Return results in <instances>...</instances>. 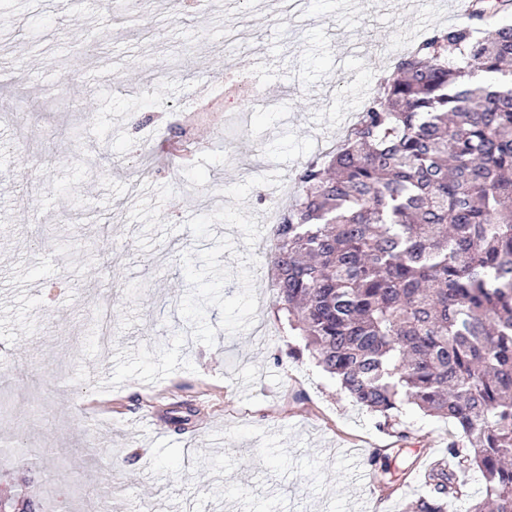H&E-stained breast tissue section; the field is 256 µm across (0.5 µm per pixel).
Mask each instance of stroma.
Wrapping results in <instances>:
<instances>
[{
	"mask_svg": "<svg viewBox=\"0 0 512 512\" xmlns=\"http://www.w3.org/2000/svg\"><path fill=\"white\" fill-rule=\"evenodd\" d=\"M412 2L0 0V497L402 512L424 493L454 426L407 405L398 444L351 402L274 306L264 221L412 40L461 22Z\"/></svg>",
	"mask_w": 512,
	"mask_h": 512,
	"instance_id": "1",
	"label": "stroma"
}]
</instances>
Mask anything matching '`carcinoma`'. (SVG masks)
I'll return each mask as SVG.
<instances>
[{
    "label": "carcinoma",
    "mask_w": 512,
    "mask_h": 512,
    "mask_svg": "<svg viewBox=\"0 0 512 512\" xmlns=\"http://www.w3.org/2000/svg\"><path fill=\"white\" fill-rule=\"evenodd\" d=\"M511 4L474 0L398 59L296 170L267 254L288 326L360 409L398 442L405 403L458 428L404 512H512Z\"/></svg>",
    "instance_id": "cac0c4a2"
}]
</instances>
